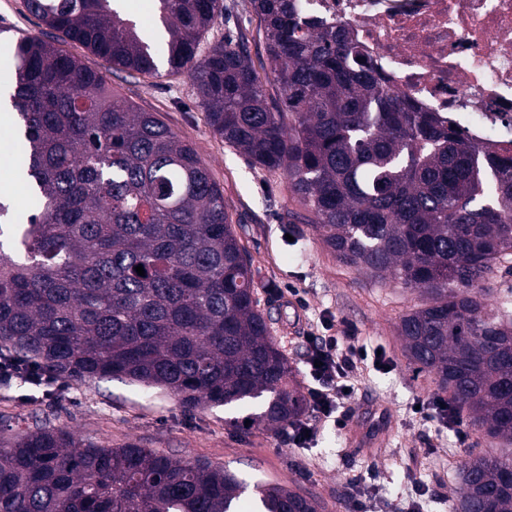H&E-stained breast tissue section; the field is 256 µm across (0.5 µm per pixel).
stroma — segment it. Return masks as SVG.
I'll return each instance as SVG.
<instances>
[{"mask_svg":"<svg viewBox=\"0 0 512 512\" xmlns=\"http://www.w3.org/2000/svg\"><path fill=\"white\" fill-rule=\"evenodd\" d=\"M224 2L229 25L240 27L249 41L259 78L272 97H279L278 86L261 67L264 43L249 0ZM65 48L100 72L114 92L155 113L195 146L224 191L233 228L252 259L259 308L299 388L308 385L305 336L322 333L324 316L335 326L354 328L360 345L370 352L384 350L393 366L382 373L372 361L361 364L356 390L343 403L346 427L321 425L308 448L292 447L284 430L229 426V419L254 413L253 404L188 411L165 390L117 377L68 385L46 396L17 381L0 384V436L46 423L67 428L85 443L115 447L134 442L177 459L211 462L249 483L260 479L300 490L319 500L325 512H357L360 502L372 512H403L418 484L426 489L420 499L424 512H450L461 461L469 453H495L499 447L475 430L469 431L465 447H457L454 436L439 434L436 422L415 411L419 400L434 396L436 385L410 365L398 325L423 303V294L369 278L337 259L302 221L304 209L289 195L286 175L252 167L213 135L185 76L165 71L132 76L79 43L66 42ZM296 294L305 307L292 305Z\"/></svg>","mask_w":512,"mask_h":512,"instance_id":"1","label":"stroma"}]
</instances>
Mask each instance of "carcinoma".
<instances>
[{"instance_id": "1", "label": "carcinoma", "mask_w": 512, "mask_h": 512, "mask_svg": "<svg viewBox=\"0 0 512 512\" xmlns=\"http://www.w3.org/2000/svg\"><path fill=\"white\" fill-rule=\"evenodd\" d=\"M155 2L160 48L113 0L23 5L120 71L157 75L162 58L186 76L212 132L286 174L340 261L426 294L399 324L408 359L512 446V312L488 303L512 255V153L381 89L341 31L310 30L299 0H250L279 101L242 35L202 46L224 0ZM10 64L35 208L20 224L0 199V347L70 382L124 377L187 410L258 401L248 419L269 431L296 421L304 396L197 150L41 36L13 38ZM456 479L453 512H512V449L466 458ZM246 491L208 462L62 427L0 438V512H239ZM253 493V512L323 509L280 484Z\"/></svg>"}]
</instances>
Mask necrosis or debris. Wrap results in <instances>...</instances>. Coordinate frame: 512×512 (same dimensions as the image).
<instances>
[{"label":"necrosis or debris","instance_id":"obj_1","mask_svg":"<svg viewBox=\"0 0 512 512\" xmlns=\"http://www.w3.org/2000/svg\"><path fill=\"white\" fill-rule=\"evenodd\" d=\"M382 86L481 145H512V0H301Z\"/></svg>","mask_w":512,"mask_h":512}]
</instances>
